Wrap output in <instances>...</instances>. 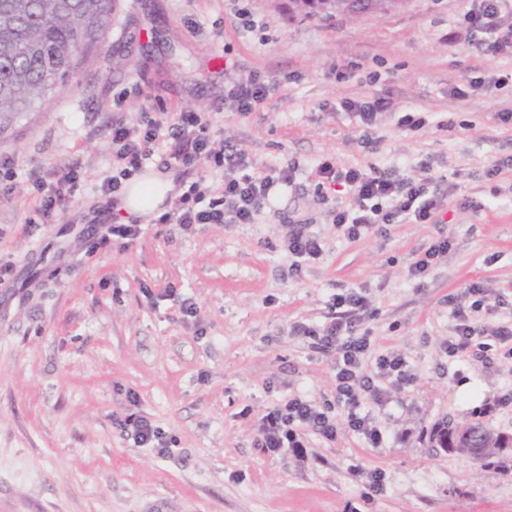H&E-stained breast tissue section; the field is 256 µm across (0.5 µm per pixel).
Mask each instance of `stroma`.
Wrapping results in <instances>:
<instances>
[{
  "label": "stroma",
  "instance_id": "obj_1",
  "mask_svg": "<svg viewBox=\"0 0 512 512\" xmlns=\"http://www.w3.org/2000/svg\"><path fill=\"white\" fill-rule=\"evenodd\" d=\"M472 0H407L360 20H289L285 0H119L105 47L37 112L0 130V158L17 175L0 183V256L14 265L0 287V512H512V471L431 447L450 417L512 432V360L449 358L451 300L470 284L512 319V57L485 52L466 14ZM259 73L271 86L247 114L224 102L229 80ZM467 82V97L450 93ZM379 94L392 111L372 127L342 101ZM122 99L115 107L114 99ZM211 112L215 141L248 154L255 173L291 165L294 182L254 224L140 220L141 234L99 249L112 214L100 184L112 172L109 128L143 108ZM425 121L400 126L406 113ZM147 167L176 185L219 183L206 159ZM430 179L443 194L433 224H386L355 240L332 222L351 204L336 186L318 194L322 162ZM81 170L76 196L50 223L31 218L32 176ZM308 225L322 255L289 266L288 235ZM447 253L421 277L412 264L441 238ZM361 291L374 310L363 368L401 354L413 385L389 386L365 409L382 447L339 430L306 433L307 455L266 452L255 422L287 395L336 401V356L295 335L324 323L333 295ZM194 315L181 310L183 300ZM149 418L168 448H137L129 415ZM382 471L384 490L366 494Z\"/></svg>",
  "mask_w": 512,
  "mask_h": 512
}]
</instances>
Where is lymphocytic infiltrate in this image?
Instances as JSON below:
<instances>
[{
  "label": "lymphocytic infiltrate",
  "mask_w": 512,
  "mask_h": 512,
  "mask_svg": "<svg viewBox=\"0 0 512 512\" xmlns=\"http://www.w3.org/2000/svg\"><path fill=\"white\" fill-rule=\"evenodd\" d=\"M507 0H478L466 15L469 27L486 37V50L491 55L512 56V30L500 31L498 13ZM270 87L260 74L252 73L230 83L225 96L234 111H253L266 98ZM210 113L185 110L176 120L167 112L143 114L136 123L114 121L109 135L112 142L113 175L101 184L103 194L120 202L123 180L142 169L152 155L159 139L170 142V160L189 167L199 157H207L214 169L220 170L223 182L213 187L201 181L193 182L179 197L176 205L159 218L163 224H177L191 229L199 224H252L267 205L275 187L289 185L293 180L291 166H273L260 175L251 171L252 163L244 151L224 148L212 141ZM321 183L333 185L344 181L355 185L354 207L334 212L332 222L342 227L347 238L356 239L378 224H397L412 220L416 224L434 222L443 202L428 195L427 185L399 179L394 174L374 172L367 175L355 169L337 171L331 163L318 166ZM82 181V174L72 169L35 178L32 189L39 205L37 217L48 220L62 211ZM486 290L478 284L465 288L455 301L452 314L456 321L455 334L448 340L447 353L458 359L492 363L496 358L512 359V325L498 324L477 330L471 324L474 313L489 309ZM368 312L366 297L357 291L334 295L323 324H300L296 330L308 338L310 346L319 352H336V399L343 408V417L300 397L291 396L269 408L259 420V444L275 453L284 448L302 454L305 433L325 440H335L340 429L361 436L371 447L384 441L383 433L369 414L364 413L365 401L384 404L385 391L374 382L375 377L394 379L396 384L414 381L405 359L398 355L378 356L376 376L361 369V360L370 347V339L358 335L357 327Z\"/></svg>",
  "instance_id": "lymphocytic-infiltrate-1"
}]
</instances>
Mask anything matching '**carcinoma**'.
<instances>
[{
    "label": "carcinoma",
    "instance_id": "carcinoma-1",
    "mask_svg": "<svg viewBox=\"0 0 512 512\" xmlns=\"http://www.w3.org/2000/svg\"><path fill=\"white\" fill-rule=\"evenodd\" d=\"M115 0H0V122L5 124L66 84L103 46ZM482 424H437L430 442L468 457L480 449L481 460L506 462Z\"/></svg>",
    "mask_w": 512,
    "mask_h": 512
}]
</instances>
